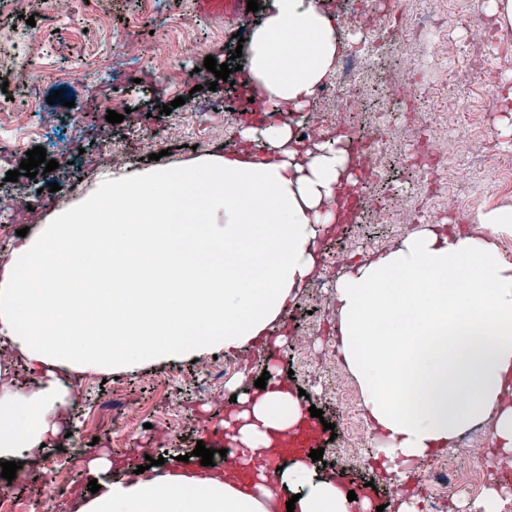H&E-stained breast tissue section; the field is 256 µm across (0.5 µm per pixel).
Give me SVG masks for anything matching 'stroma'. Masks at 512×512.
I'll list each match as a JSON object with an SVG mask.
<instances>
[{
    "label": "stroma",
    "instance_id": "obj_1",
    "mask_svg": "<svg viewBox=\"0 0 512 512\" xmlns=\"http://www.w3.org/2000/svg\"><path fill=\"white\" fill-rule=\"evenodd\" d=\"M485 6L486 0H468L467 25L449 28L448 36L480 58L479 91L505 97L502 110L487 120L484 136L497 149L512 155V133H505L502 125L503 120L512 121V71H497L495 45L477 37L478 28L487 21ZM150 8L149 0H95L90 6L83 0H0V83L8 85L6 91L0 92V129L5 134L20 133V122L10 100L19 84L31 80L33 62L43 60L59 69L77 71L115 55L139 63L138 82L130 93L131 112L120 123L112 124L105 119L111 103L104 85L79 79L48 80L39 84L31 104L42 115L54 118L64 113L63 103L47 102L48 96L58 91L71 94L74 110L81 113L83 119L76 128L66 130V147L55 155L60 167L71 171L70 183L59 191H48V178L42 172L33 179L22 175L11 182L6 178L8 171L18 169L27 150L36 147V140H27L24 148L0 155V193L19 188L39 195L42 200L41 207L30 212L0 207V223L15 227L9 236L10 242H17L19 229L37 230L56 212L90 196L97 188L98 175L107 169L102 162L103 153L111 150L122 153L126 158L122 168L126 171L152 167L155 162L149 160L142 141L136 138L137 133L161 131V147L166 154L157 163L163 166H175L202 155L233 149L237 132L244 124L240 116L239 89L216 81L212 72L204 70V59L210 55L220 63L229 61V48L236 46L238 38L249 36L262 18L261 12L251 11L228 23L223 16L202 11L198 0H165L161 12L155 15ZM171 16L180 21L179 39L189 40L195 46L193 64L201 70L198 77L185 76L184 60L173 42L164 39L165 25ZM30 17L35 20L31 26L26 23ZM408 56L425 57L421 77L427 85L440 83L448 69L456 65L451 57L430 56L427 45L409 46L398 38H388L380 56L366 66L357 88L363 103L361 112L354 115L357 125H370L376 111L385 108L384 86L401 79L400 62ZM179 96L184 97V105L174 108L170 114H158V106ZM199 102L210 103L211 111L191 114V106ZM200 126L206 127V136L192 139L193 129ZM400 238V233L388 224H364L352 230L343 227L327 233L321 242V253L329 255L348 243L355 261L359 262L393 247ZM317 271L325 281L323 292H316L308 284L300 288L287 309L293 325L285 331L291 339L296 331L312 330L316 339L315 354L300 355L289 342L270 360L263 353V343L259 342L249 352H236L235 357L244 361L252 382L261 376L266 364H273L280 374L287 376L292 390H305L307 398L302 402L303 407L322 409L325 421L334 423L342 410L334 395L336 388L345 386L356 392L360 386L343 363L324 364L319 360L320 354L333 351L336 340V318L324 316L319 298L333 295L340 272L323 263ZM212 359V353L206 352L193 361L148 364L116 376L87 375L81 386V403L103 397L109 385L120 383L125 387L124 400L146 410L148 427L129 447L114 441L107 418L97 414L87 417L89 425L100 430V451L113 454L129 449L133 452L131 466L113 467V478H131L133 467L144 463L149 456L164 457L166 463L171 464L177 456L192 452L197 443L215 449V440L206 437L202 427L207 423L221 424L225 409L214 402L200 400L193 384L194 377L202 375ZM183 412L191 416L184 427L174 429L165 424L167 415ZM361 452L372 461L376 454L370 444L362 447ZM329 471L346 474L348 489L368 499L372 506L383 507L384 512H400L401 502L392 500L388 494L387 485L392 475L383 464L373 461L365 471L348 468L339 460Z\"/></svg>",
    "mask_w": 512,
    "mask_h": 512
}]
</instances>
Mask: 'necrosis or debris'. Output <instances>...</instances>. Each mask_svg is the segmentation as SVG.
I'll return each instance as SVG.
<instances>
[{"label":"necrosis or debris","instance_id":"4bbe7bcc","mask_svg":"<svg viewBox=\"0 0 512 512\" xmlns=\"http://www.w3.org/2000/svg\"><path fill=\"white\" fill-rule=\"evenodd\" d=\"M436 10L425 16H405L403 11L364 12L355 21L364 30L365 37L350 47L351 61L376 58L380 50L379 34L383 31L398 33L404 42L416 44L425 33L437 37L448 34V0H436ZM477 73L470 55H463L460 66L454 70L451 82L459 98L475 90ZM359 76L337 78L324 91L332 98V109L319 112L313 123L302 126L300 133L305 142L316 140L322 129H349L351 113L359 111L362 100L356 93ZM384 97L392 105H417L428 112L429 121L420 126L407 125L395 120L391 113H378L369 131L371 140L352 135L351 146L360 154L365 179L362 183H341L336 193L337 202L357 210L361 221L373 224H390L397 229L421 223L429 208L451 214L470 206L467 194L451 191L449 181L470 182L494 190L512 191V163L500 165L496 151L487 143L480 142L465 153H449L440 137L441 131L452 129L465 132L474 121L475 113L465 111L457 102L443 100L437 88L423 84L420 67L415 59H407L403 65L401 80L387 84ZM399 143V155H392L390 146ZM401 162L417 169L415 187L383 194L379 189L388 167ZM468 449L475 467L466 472L434 467L422 478V512H448L452 494L458 485H465L472 494H480L490 477L501 466L486 448L481 428L465 434L458 442ZM46 499L56 502L70 500L75 487L87 481V474L78 466L58 467L48 461L44 472L36 476Z\"/></svg>","mask_w":512,"mask_h":512}]
</instances>
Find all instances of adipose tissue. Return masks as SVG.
Segmentation results:
<instances>
[{
    "mask_svg": "<svg viewBox=\"0 0 512 512\" xmlns=\"http://www.w3.org/2000/svg\"><path fill=\"white\" fill-rule=\"evenodd\" d=\"M341 49L323 0H269L250 34L246 71L272 111H302ZM238 151L179 168L98 176V192L57 212L0 255V461L37 467L91 372L174 362L270 340L317 268V242L336 222L347 166L338 141L301 151L291 120L239 130ZM269 151L258 159L255 148ZM512 204L482 210L467 230L427 225L336 283L338 351L358 381L390 463L449 447L487 422L512 452ZM26 364L19 384L13 361ZM233 442L269 449L270 433L303 417L299 396L238 394ZM77 512H368L308 457L284 460L272 486L239 487L212 466L145 470L112 481ZM294 510H287V501Z\"/></svg>",
    "mask_w": 512,
    "mask_h": 512,
    "instance_id": "ef3b65f1",
    "label": "adipose tissue"
}]
</instances>
